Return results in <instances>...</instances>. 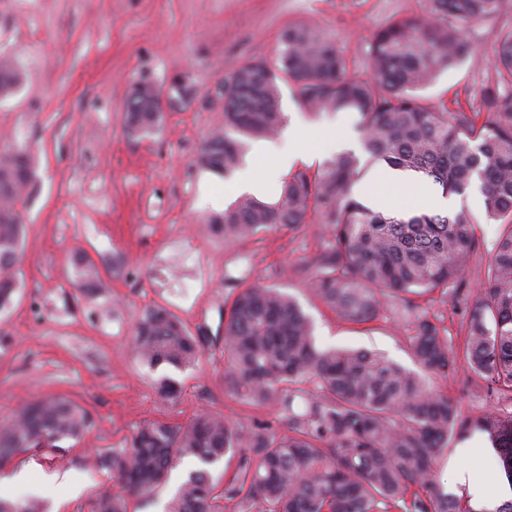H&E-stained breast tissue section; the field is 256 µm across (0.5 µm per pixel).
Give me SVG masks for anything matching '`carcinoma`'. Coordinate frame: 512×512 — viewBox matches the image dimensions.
I'll return each mask as SVG.
<instances>
[{
  "label": "carcinoma",
  "mask_w": 512,
  "mask_h": 512,
  "mask_svg": "<svg viewBox=\"0 0 512 512\" xmlns=\"http://www.w3.org/2000/svg\"><path fill=\"white\" fill-rule=\"evenodd\" d=\"M421 18H402L378 30L369 44L368 72L347 74L336 43L318 29L290 25L280 34L274 63L248 61L221 80L218 99L224 130L206 142L202 167L233 175L252 139H269L284 124L278 82L297 86V103L311 114L353 111L363 131L361 153H336L313 174L289 172L273 200L244 196L216 220L227 242L286 228L297 231L308 215L329 226L334 243L303 262L313 291L342 320L366 324L383 308L411 312L417 299L436 290L463 304L464 338L448 344L444 328L426 316L414 323L409 345L417 369L362 349L321 348L301 306L278 289H238L224 314L226 377L240 399L255 406L290 408L303 386L313 384L307 409L251 427L222 414L198 413L181 423L150 421L129 446L102 455L117 491L94 493L88 512H127L130 495L148 498L183 460L188 472L166 512H477L465 489L438 481L436 462L452 440L484 434L500 460V476L512 489V29L499 33L491 64L494 81L483 98L485 114L473 115L427 102L419 91L437 76L476 59L467 30L493 20L502 0H427ZM18 69L0 61V96L20 85ZM160 91L139 83L125 104L128 132L158 131ZM483 122H477L479 116ZM382 165L422 178L444 197L466 199L474 184L481 216L457 212L377 210L363 190L372 168ZM32 170L22 149L0 153V310L19 288L21 211ZM500 223L483 288L472 294L463 274L479 248L475 225ZM79 288L101 287L95 264L75 258ZM133 349L151 369L195 365L201 345L163 306L143 312ZM464 359L486 382L497 404L478 416L433 385ZM93 426L89 411L59 397L35 402L10 427L0 429V465L28 448H59ZM239 454L236 471L216 483L208 467ZM0 512H44L30 499H0Z\"/></svg>",
  "instance_id": "carcinoma-1"
}]
</instances>
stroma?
Instances as JSON below:
<instances>
[{"mask_svg": "<svg viewBox=\"0 0 512 512\" xmlns=\"http://www.w3.org/2000/svg\"><path fill=\"white\" fill-rule=\"evenodd\" d=\"M425 8V0H0V59H11L22 76L16 93L0 99V153L25 148L32 167L20 207L24 277L0 312V429L28 403L48 398H67L94 419L83 438L64 441L61 450L33 448L0 466V481L21 471L30 476L0 498L88 512L90 497L112 485L96 455L127 446L143 424L183 422L204 410L244 427L274 418V408L244 403L225 380L224 312L239 287L257 283L291 295L310 316L318 346L376 351L412 366V317L388 307L374 322L350 324L310 288L300 267L329 241L323 225L225 242L212 224L225 209L224 179L201 167L199 156L224 125L211 100L218 82L250 60L273 59L288 25L332 37L349 73L359 74L373 33ZM510 28L512 0H503L494 20L469 33L478 63L445 71L423 97L453 111H478L493 77L497 36ZM182 70L195 100L164 107L153 136L128 134L123 107L131 87L165 91ZM295 90L281 87L286 119L361 141L357 113L309 114ZM79 255L96 264L105 289L78 290ZM157 304L192 335L205 336L197 365L153 370L135 358V324ZM161 375L175 381V397L157 394ZM441 389L464 414L487 407L465 364ZM466 448L438 465L445 487L456 486L462 465L497 477L486 438Z\"/></svg>", "mask_w": 512, "mask_h": 512, "instance_id": "1", "label": "stroma"}]
</instances>
